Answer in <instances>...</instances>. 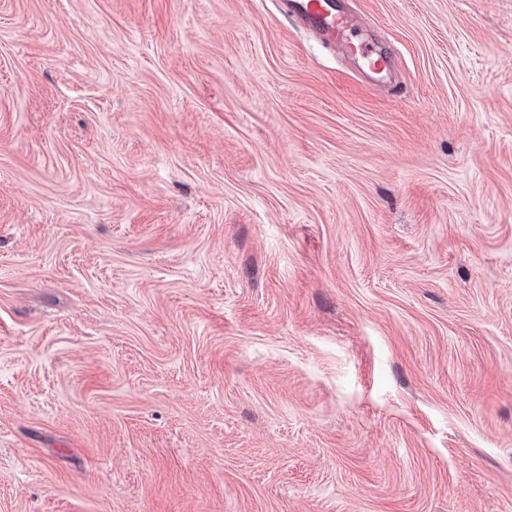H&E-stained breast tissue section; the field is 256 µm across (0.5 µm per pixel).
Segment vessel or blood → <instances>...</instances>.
I'll return each mask as SVG.
<instances>
[{"label":"vessel or blood","mask_w":512,"mask_h":512,"mask_svg":"<svg viewBox=\"0 0 512 512\" xmlns=\"http://www.w3.org/2000/svg\"><path fill=\"white\" fill-rule=\"evenodd\" d=\"M281 13L310 23L312 29L333 43L341 44L350 54L361 58L366 70L374 75L384 73L391 57L359 41V30L351 14L337 0H278Z\"/></svg>","instance_id":"b4317fda"}]
</instances>
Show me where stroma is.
Wrapping results in <instances>:
<instances>
[{
    "label": "stroma",
    "mask_w": 512,
    "mask_h": 512,
    "mask_svg": "<svg viewBox=\"0 0 512 512\" xmlns=\"http://www.w3.org/2000/svg\"><path fill=\"white\" fill-rule=\"evenodd\" d=\"M0 0V512H512V0ZM281 13L310 23L312 29L332 43L341 44L350 54L363 61L373 75L384 73L390 66L391 56L381 49L374 50L364 41L358 42L360 30L351 14L334 0H278Z\"/></svg>",
    "instance_id": "stroma-1"
}]
</instances>
